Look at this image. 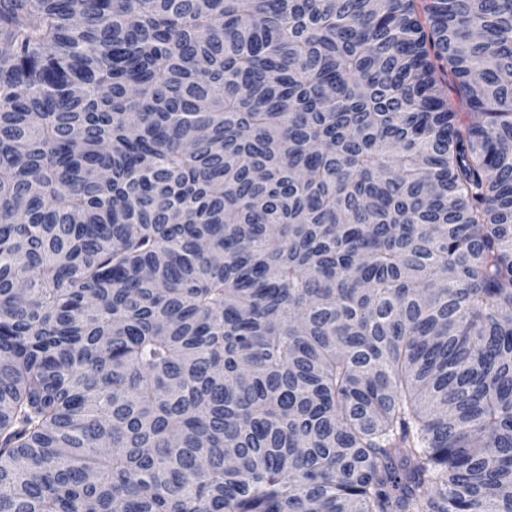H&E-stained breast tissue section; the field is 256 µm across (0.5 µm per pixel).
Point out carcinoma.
I'll use <instances>...</instances> for the list:
<instances>
[{
    "label": "carcinoma",
    "instance_id": "cac0c4a2",
    "mask_svg": "<svg viewBox=\"0 0 512 512\" xmlns=\"http://www.w3.org/2000/svg\"><path fill=\"white\" fill-rule=\"evenodd\" d=\"M90 509L512 512V0H0V512Z\"/></svg>",
    "mask_w": 512,
    "mask_h": 512
}]
</instances>
